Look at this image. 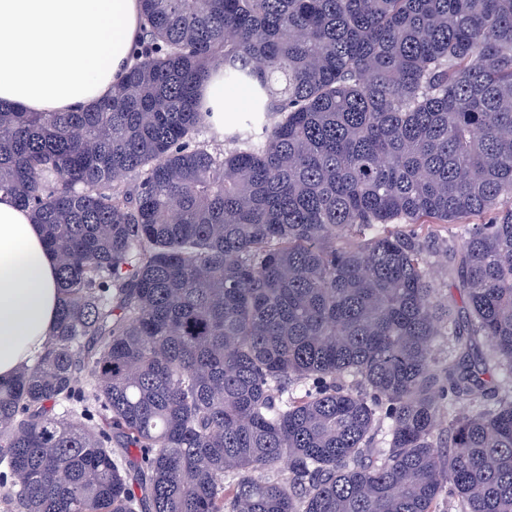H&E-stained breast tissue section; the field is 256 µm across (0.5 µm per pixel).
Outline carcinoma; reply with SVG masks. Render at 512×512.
<instances>
[{
    "instance_id": "1",
    "label": "carcinoma",
    "mask_w": 512,
    "mask_h": 512,
    "mask_svg": "<svg viewBox=\"0 0 512 512\" xmlns=\"http://www.w3.org/2000/svg\"><path fill=\"white\" fill-rule=\"evenodd\" d=\"M142 3L110 97L0 103L61 295L0 512H512V0ZM199 103L203 112H211L208 121L224 135V112L228 107L224 101V70L213 71L209 79L200 87Z\"/></svg>"
}]
</instances>
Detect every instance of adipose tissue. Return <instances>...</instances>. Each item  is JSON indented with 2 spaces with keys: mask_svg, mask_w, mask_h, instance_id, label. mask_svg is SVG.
<instances>
[{
  "mask_svg": "<svg viewBox=\"0 0 512 512\" xmlns=\"http://www.w3.org/2000/svg\"><path fill=\"white\" fill-rule=\"evenodd\" d=\"M142 26L140 0H0V101L73 112L107 98L132 63ZM59 307L40 225L0 192V381L44 349Z\"/></svg>",
  "mask_w": 512,
  "mask_h": 512,
  "instance_id": "adipose-tissue-1",
  "label": "adipose tissue"
}]
</instances>
